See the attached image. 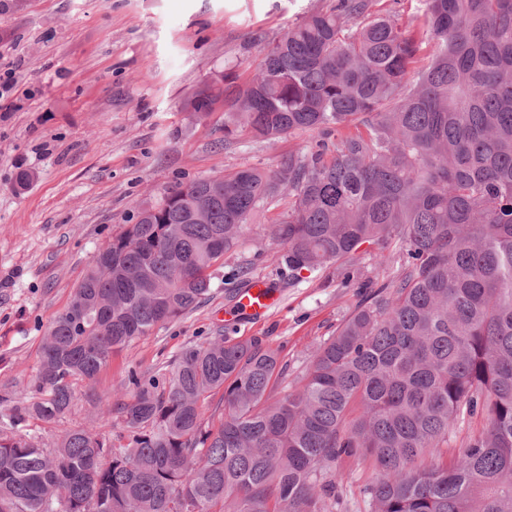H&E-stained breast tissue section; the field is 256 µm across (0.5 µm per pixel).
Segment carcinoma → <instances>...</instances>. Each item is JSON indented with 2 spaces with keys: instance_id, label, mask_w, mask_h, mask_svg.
<instances>
[{
  "instance_id": "obj_1",
  "label": "carcinoma",
  "mask_w": 512,
  "mask_h": 512,
  "mask_svg": "<svg viewBox=\"0 0 512 512\" xmlns=\"http://www.w3.org/2000/svg\"><path fill=\"white\" fill-rule=\"evenodd\" d=\"M422 32L383 0H336L184 111L315 144L269 171L194 180L136 209L43 338L35 396L0 414V512H336V463L370 469V512H512V0H419ZM418 78L410 79L414 67ZM288 274L386 278L316 348L299 385L257 336H210L96 429L48 446L75 386L112 353L195 310L261 208ZM479 428L453 452L458 420Z\"/></svg>"
}]
</instances>
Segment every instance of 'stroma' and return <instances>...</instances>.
<instances>
[{
    "label": "stroma",
    "mask_w": 512,
    "mask_h": 512,
    "mask_svg": "<svg viewBox=\"0 0 512 512\" xmlns=\"http://www.w3.org/2000/svg\"><path fill=\"white\" fill-rule=\"evenodd\" d=\"M334 2L0 0V68H16L19 79L0 103V394L29 397L51 321L137 205L196 178L275 168L308 144L307 133L245 132L225 144L223 113L200 120L183 102L230 63L247 82L259 43ZM278 212L263 211L224 256V274L247 263L252 277L281 289L266 318L226 325L234 303L215 282L193 312L114 352L91 385H78L62 422L33 420L29 431L51 445L63 430L93 428L129 371L169 370L185 347L220 333L266 339L295 385L358 295L332 266L289 283L269 236Z\"/></svg>",
    "instance_id": "35a3bbf8"
}]
</instances>
